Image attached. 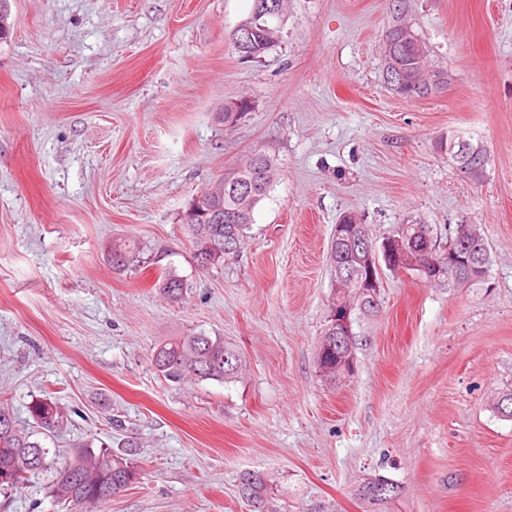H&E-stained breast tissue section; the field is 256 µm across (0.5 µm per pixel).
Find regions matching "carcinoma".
Here are the masks:
<instances>
[{"instance_id": "obj_1", "label": "carcinoma", "mask_w": 512, "mask_h": 512, "mask_svg": "<svg viewBox=\"0 0 512 512\" xmlns=\"http://www.w3.org/2000/svg\"><path fill=\"white\" fill-rule=\"evenodd\" d=\"M263 0H252L250 13L242 21L252 28L251 37L243 42L232 39L233 47L243 59L260 57L267 49L283 38L288 0H273L277 14L258 17ZM384 70L388 76L387 85L396 94L409 99H424L440 93L445 85L437 83L440 77L448 76V70L432 63L426 42L404 18L398 16L382 31ZM250 100L242 97L224 104L221 114L224 127L235 126L249 109ZM472 176L482 172L487 152L483 145L471 144L470 151ZM277 170L266 154L253 151L233 168L201 190L191 204L197 205L196 217L183 212L186 237L192 248L196 266L208 271L224 264L229 253L224 251V239L234 241V251H239L253 224V215L258 204L267 197L273 188ZM256 181L254 190L242 194L239 187L246 181ZM214 208L224 209V223L203 224L200 219ZM349 223L358 225L356 235L344 240L331 239L328 259L331 269L355 259L357 237L369 241L368 225L356 218ZM466 237L448 239L451 246L467 243V247L483 261L475 263L472 269H461L448 274V285H468L485 281L489 269V248L481 236L472 234L473 224H461ZM111 255H119L122 261L117 267L159 268V276L154 287L171 301L180 300L188 285L169 265H162L158 254H148L136 241H119L112 245ZM347 349L337 344L327 348L319 345L317 364L319 369L330 370V377L343 367L342 360ZM152 365L164 379L180 383L185 379L230 381L237 377L242 368L238 350L224 343L220 336L211 337L202 332L177 336L157 347L152 355ZM32 430H22L9 409L0 406V466L12 467L13 480L0 483V489H14L22 484L30 474L44 470L48 466L50 448L36 439H52L67 421V413L52 392L33 400L28 406ZM139 470L131 459L115 454L108 445L98 442L93 435L74 445L72 456L55 468V477L50 485V494L61 506L77 505L82 512H101L104 504L115 494L116 489H128L136 483Z\"/></svg>"}]
</instances>
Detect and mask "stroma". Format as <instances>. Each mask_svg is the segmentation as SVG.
Returning a JSON list of instances; mask_svg holds the SVG:
<instances>
[{"instance_id": "stroma-1", "label": "stroma", "mask_w": 512, "mask_h": 512, "mask_svg": "<svg viewBox=\"0 0 512 512\" xmlns=\"http://www.w3.org/2000/svg\"><path fill=\"white\" fill-rule=\"evenodd\" d=\"M450 74L405 99L383 77L389 0H289L282 40L245 61L252 0H10L0 41V403L19 424L44 391L71 423L55 447L136 439L139 479L103 512H512V0H405ZM250 96L233 129L225 101ZM484 145L478 177L438 143ZM280 171L240 253L200 273L180 224L247 152ZM375 237L418 219L440 243L474 224L490 251L471 287L381 273L376 315H350L353 369L317 347L336 294L340 215ZM169 250L188 290L120 270L110 246ZM223 337L235 380L160 379L173 336ZM259 476L260 498L243 483ZM52 471L0 512H59ZM397 485L371 501L367 482Z\"/></svg>"}]
</instances>
